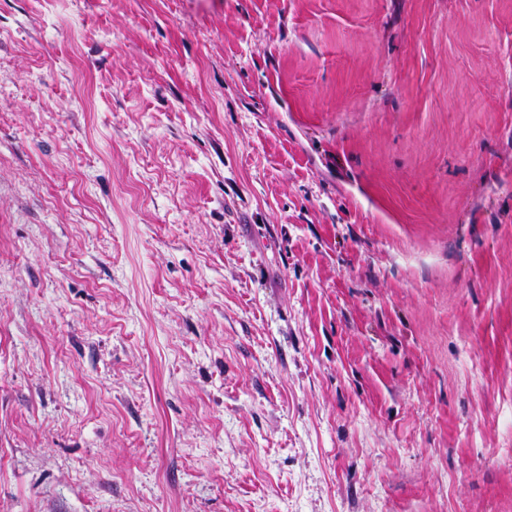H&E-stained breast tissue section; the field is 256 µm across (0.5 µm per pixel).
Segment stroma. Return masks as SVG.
I'll use <instances>...</instances> for the list:
<instances>
[{
	"mask_svg": "<svg viewBox=\"0 0 512 512\" xmlns=\"http://www.w3.org/2000/svg\"><path fill=\"white\" fill-rule=\"evenodd\" d=\"M0 512H512V0H0Z\"/></svg>",
	"mask_w": 512,
	"mask_h": 512,
	"instance_id": "35a3bbf8",
	"label": "stroma"
}]
</instances>
